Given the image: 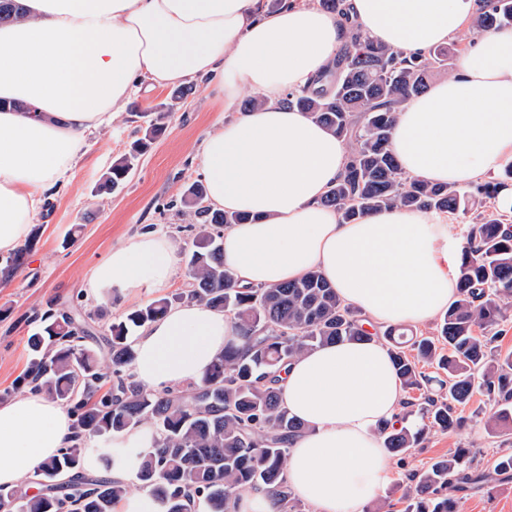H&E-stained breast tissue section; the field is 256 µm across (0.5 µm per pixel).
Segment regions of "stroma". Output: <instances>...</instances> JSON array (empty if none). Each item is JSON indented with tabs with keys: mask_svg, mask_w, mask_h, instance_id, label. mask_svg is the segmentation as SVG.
<instances>
[{
	"mask_svg": "<svg viewBox=\"0 0 512 512\" xmlns=\"http://www.w3.org/2000/svg\"><path fill=\"white\" fill-rule=\"evenodd\" d=\"M190 84V94L181 100H172L168 87L143 89L135 95L142 111L168 107L167 128L137 160L121 189L108 192L100 183L112 164L143 134L144 119L127 110L90 137L87 152L71 172L68 184L41 211L35 246L11 280L0 285V310L6 312L0 319V400L18 394V381L29 366L28 339L36 330L31 320L34 311L78 307L96 315L95 337L87 345L98 351L110 323L132 309L187 288L185 253L193 238L188 226L194 217L182 205L181 197L188 186L202 181L199 144L205 133L224 119L215 81L194 78ZM149 230L165 234L175 247L177 272L170 287L157 291L135 288L128 294L118 293L113 303L92 301L87 288L91 270L112 248ZM72 235L76 243L64 246V239ZM485 402L482 393H474L460 410L465 419L462 428L430 432L424 447L413 449L404 460H393L389 481L365 503L366 512H402L398 486L405 476L427 469L459 446L471 449L476 467L491 475L487 485H468L458 491L461 512H512V478L492 473L498 453L512 449V431H486Z\"/></svg>",
	"mask_w": 512,
	"mask_h": 512,
	"instance_id": "35a3bbf8",
	"label": "stroma"
}]
</instances>
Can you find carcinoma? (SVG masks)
<instances>
[{
    "mask_svg": "<svg viewBox=\"0 0 512 512\" xmlns=\"http://www.w3.org/2000/svg\"><path fill=\"white\" fill-rule=\"evenodd\" d=\"M478 2L470 33L512 25V0ZM316 5L343 21L345 41L328 69L309 87L286 94L281 104L306 113L349 145L347 163L322 203L343 220L356 221L393 207L455 214L472 206L475 194L498 200L512 180V165L505 179L463 191L408 176L390 149L396 112L424 93L437 74L451 70L448 47L408 55L366 36L350 19L346 0H316ZM22 10L21 0H0V24L17 19ZM165 117L163 111L153 113L144 137L113 163L101 188L114 191L124 185L138 156L164 133ZM182 200L198 220L188 251L187 291L111 323L102 353L85 346L88 329L69 311L34 313L32 321L40 323L41 332L29 341L32 359L21 382L68 407L74 432L68 448L37 468L39 494L0 486V512H112L127 485L87 475V445L143 426L153 429L156 439L135 456L136 479L164 512H194L199 505L205 512H229L241 492L260 487L272 492L276 512H306L289 490L287 474L291 442L304 425L284 406L278 375L317 345L368 341L371 332L361 312L343 304L317 272L292 283L236 286L224 269V227L249 216L205 204V187L199 183L188 187ZM37 236L35 229L0 274L13 273ZM465 238L469 249L457 298L440 317L439 336L411 337L415 361L404 352L405 329L389 328L380 336L404 388L420 391L419 398L405 401V414L420 415L421 423L378 427L395 456L423 447L433 429L458 428V408L477 388L487 397L491 433L512 421V353L502 355L494 346L496 327L512 307V224L499 212L481 215L466 225ZM184 302L231 314L247 350L230 342L200 382L185 389L148 390L126 373L135 356L130 332ZM477 328L489 335H475ZM420 362L445 377L426 375ZM484 478L473 473L469 450L457 448L402 485L404 512H461L451 490Z\"/></svg>",
    "mask_w": 512,
    "mask_h": 512,
    "instance_id": "carcinoma-1",
    "label": "carcinoma"
}]
</instances>
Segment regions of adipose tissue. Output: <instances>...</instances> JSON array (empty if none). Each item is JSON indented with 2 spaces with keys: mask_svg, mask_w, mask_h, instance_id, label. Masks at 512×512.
I'll return each mask as SVG.
<instances>
[{
  "mask_svg": "<svg viewBox=\"0 0 512 512\" xmlns=\"http://www.w3.org/2000/svg\"><path fill=\"white\" fill-rule=\"evenodd\" d=\"M371 39L425 54L462 33L476 0H349ZM26 16L0 26V253L29 236L47 198L68 182L90 134L111 124L138 88L190 77L219 83L231 119L204 136L199 159L209 202L253 215L224 230V266L237 286H270L320 272L378 330L421 324L458 292L466 242L447 215L387 208L343 222L321 198L342 172L346 143L281 106L305 88L344 41L336 15L261 0H25ZM260 105L238 112L243 91ZM391 149L408 175L465 186L512 159V27L483 32L456 73L396 114ZM175 275L164 235H136L92 272L94 299L164 288ZM231 315L178 304L135 341L130 372L161 391L199 382L236 339ZM306 431L291 445L288 485L312 512H362L390 474L377 433L405 395L386 346L327 344L288 364L278 383ZM72 418L41 393L0 403V485L14 486L67 447Z\"/></svg>",
  "mask_w": 512,
  "mask_h": 512,
  "instance_id": "adipose-tissue-1",
  "label": "adipose tissue"
}]
</instances>
